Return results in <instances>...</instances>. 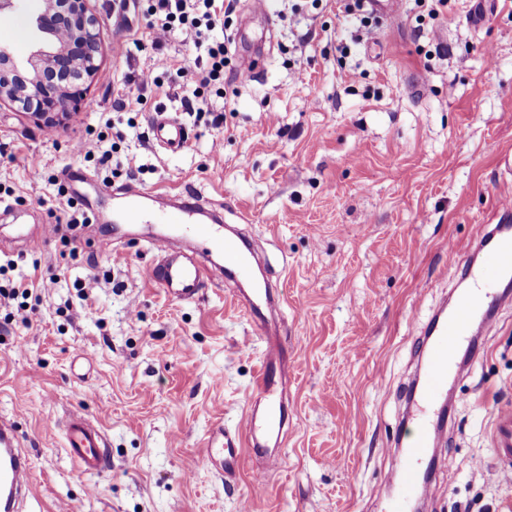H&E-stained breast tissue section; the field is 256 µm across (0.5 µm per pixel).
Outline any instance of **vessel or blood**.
<instances>
[{
    "label": "vessel or blood",
    "mask_w": 512,
    "mask_h": 512,
    "mask_svg": "<svg viewBox=\"0 0 512 512\" xmlns=\"http://www.w3.org/2000/svg\"><path fill=\"white\" fill-rule=\"evenodd\" d=\"M154 142L165 151L184 150L190 136L177 118L155 113L151 120ZM101 195L109 198L114 215L131 227H141L143 206L154 200L151 192H118L100 187ZM495 221L482 225L472 246L473 254L491 255L498 275L512 282V192H506L495 213ZM149 247L157 254V263L150 267L148 278L166 297L178 302L199 298L206 285L247 272L252 254L243 248V240L226 234L214 226L212 215L205 210L196 191L179 194L178 202L162 218L159 228L151 233ZM473 289L462 295L450 312L435 314L425 333L433 337L428 348L429 359L418 391L421 407H432L448 383L450 361L466 338L478 337L483 330L493 328L498 311L512 307V292L496 295L481 292V269L471 272ZM238 301L258 325L262 334L273 336L270 352L256 379V398L234 430L216 428L208 437L205 448L209 460L225 479L236 478L240 470L241 446L248 443L255 456L266 457L271 446L280 445L288 428L286 402L284 343L276 338V328L266 318L275 302L271 286L241 290ZM437 428L419 424L411 441L395 452L391 479L398 484L400 494L389 512H401V504L412 496L424 497L428 486L420 479L417 460L434 445ZM497 448L503 466L504 479H512V411L502 413L497 423ZM65 451L83 474L95 475L105 466L108 442L102 427L84 414L72 413L66 430ZM33 494L30 461L13 422L0 420V512H23V504Z\"/></svg>",
    "instance_id": "vessel-or-blood-1"
}]
</instances>
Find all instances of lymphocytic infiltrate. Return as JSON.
Returning a JSON list of instances; mask_svg holds the SVG:
<instances>
[{
    "instance_id": "lymphocytic-infiltrate-1",
    "label": "lymphocytic infiltrate",
    "mask_w": 512,
    "mask_h": 512,
    "mask_svg": "<svg viewBox=\"0 0 512 512\" xmlns=\"http://www.w3.org/2000/svg\"><path fill=\"white\" fill-rule=\"evenodd\" d=\"M224 14V0H148L147 34L133 39L132 44L138 51L151 47L159 56L152 68L131 78L137 94L119 98V106L130 110L142 105L148 89L167 81L187 112L196 119L206 118L212 125L222 126L223 113L209 109L204 93L224 80ZM182 34L191 37L190 50L175 63L161 57V50Z\"/></svg>"
}]
</instances>
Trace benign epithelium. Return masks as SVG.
Segmentation results:
<instances>
[{"instance_id": "benign-epithelium-1", "label": "benign epithelium", "mask_w": 512, "mask_h": 512, "mask_svg": "<svg viewBox=\"0 0 512 512\" xmlns=\"http://www.w3.org/2000/svg\"><path fill=\"white\" fill-rule=\"evenodd\" d=\"M33 22L41 44L25 59L0 44V102L51 126L77 108L74 82L98 69L97 17L89 0H35Z\"/></svg>"}]
</instances>
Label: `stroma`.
<instances>
[{"instance_id":"stroma-1","label":"stroma","mask_w":512,"mask_h":512,"mask_svg":"<svg viewBox=\"0 0 512 512\" xmlns=\"http://www.w3.org/2000/svg\"><path fill=\"white\" fill-rule=\"evenodd\" d=\"M101 54L77 110L54 127L0 104V234L27 209V226L68 213L62 170L98 184L163 195L196 187L224 221L253 237L278 285L288 338V433L256 487L243 455L224 480L204 445L216 423L234 429L254 400L267 345L238 307L233 283L196 302L167 298L148 280L156 263L138 235L99 252L105 224L61 226L29 253L0 241L9 278L31 281L28 324L0 307V417L17 421L31 451L33 512H387L399 398L418 370L411 324L453 303L463 285L449 247L466 252L488 223L512 170V0H448L420 20L414 0L357 39L360 21L334 0H230L224 114L193 122L167 88L134 115L117 112L125 75L152 67L125 42L144 31L143 0H91ZM260 61L247 82L241 59ZM173 113L188 147L168 154L149 135L157 110ZM134 118L141 134L126 125ZM116 149L132 174L101 165ZM41 171L39 188L30 185ZM71 243H63V236ZM457 398L425 512H505L496 416L512 409V309L475 364L455 358ZM96 419L109 465L79 472L63 447L69 412Z\"/></svg>"}]
</instances>
